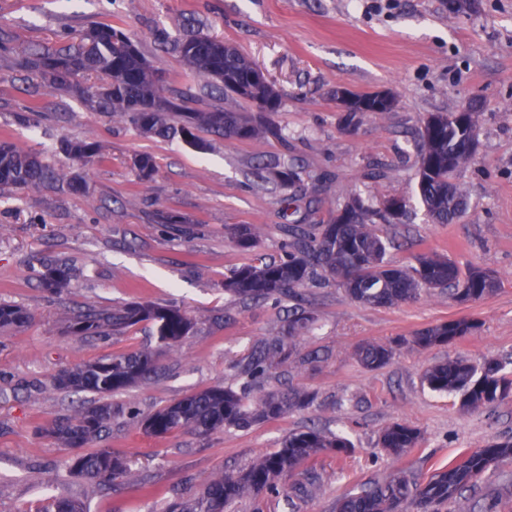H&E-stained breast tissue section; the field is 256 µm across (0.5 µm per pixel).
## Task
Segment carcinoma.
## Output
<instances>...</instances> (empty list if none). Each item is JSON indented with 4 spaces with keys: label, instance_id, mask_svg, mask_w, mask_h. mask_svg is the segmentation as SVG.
<instances>
[{
    "label": "carcinoma",
    "instance_id": "1",
    "mask_svg": "<svg viewBox=\"0 0 512 512\" xmlns=\"http://www.w3.org/2000/svg\"><path fill=\"white\" fill-rule=\"evenodd\" d=\"M185 66L206 86H219L226 95H235L259 111L273 114L281 107V95L267 80L260 67L222 40L207 35H188L178 42ZM28 63L40 72L48 86L66 92L75 91L98 112H110L127 119L145 135L180 139L202 149L197 135L201 129L230 140H251L278 136L270 123H258L237 113L213 110L198 112L184 104H175L154 66L144 57L137 43L112 26L93 27L77 41L57 48L32 51ZM95 77L98 85L82 86L76 78ZM337 97L347 108L346 120L353 122L364 112H389L395 99L384 92L353 94L341 91ZM478 118L473 112L436 113L424 126V143L418 157L417 193L426 215L435 224H451L469 207L464 184L454 175L473 161ZM66 152L80 160L100 154L98 144L88 141L65 143ZM134 165L143 180L155 172V162L141 155ZM48 177V170L34 156L8 141H0V185L36 187ZM407 204L393 198L384 209L366 205L355 192L339 205L336 218L313 233L303 224L293 227V240L282 247V256L256 264H246L224 279V291L240 298L268 300L288 298L303 301L301 288L332 276L348 297L364 306L390 308L416 299L422 290L452 288L460 302H476L497 290L495 276L478 268L463 275L451 258L429 251L416 258V265L390 264L386 255L393 239L384 235L379 222L400 218ZM260 228L247 224L240 230L238 244L252 248L258 243ZM42 286L58 292L68 286L69 269L62 262L44 265ZM33 316L26 309L0 304V330L30 325ZM157 326L158 340L169 347L178 346L193 328L191 319L175 305L130 302L113 309L88 307L72 319V330L81 335L106 336L140 322ZM313 317L298 307L288 318L287 329L257 344L233 387H212L192 392L154 412L141 422L152 435H165L175 429H189L207 437L226 429L244 430L309 406V393L290 389L286 392L263 391L264 383L295 352V339L310 328ZM479 327L474 319H456L428 327L416 334L412 345L420 349L453 344ZM392 346L367 343L357 350V358L367 368L385 366L392 358ZM153 356L146 350L117 353L87 361L61 371L55 377L58 388L68 392H87L98 399L81 404L62 418L48 434L67 448L77 449L65 461L70 473L86 479L92 486L112 489L128 482L131 468L127 460L112 454L109 448L89 451L92 442L109 430L112 404L104 398L138 384L155 373ZM423 383L436 393H456L464 409L512 398V370L496 358L477 364L468 359L448 358L429 366ZM421 441L420 431L406 423L393 422L385 427L378 445L390 456L402 458ZM352 443L346 437L316 428L289 432L281 447L261 455L236 474L220 475L208 483L191 501L174 503L169 512H229L242 498L255 502L254 512H263L269 497L285 498L288 503L306 497L318 480L312 469L288 483L306 462L324 454L347 455ZM505 460H512V440H489L482 448H467L424 478L412 472L397 471L336 498L332 512H439V505L450 502L464 491L478 495V512H499L498 501L479 493L482 475ZM37 512H86L83 505L63 495L41 500Z\"/></svg>",
    "mask_w": 512,
    "mask_h": 512
}]
</instances>
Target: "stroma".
<instances>
[{"label": "stroma", "instance_id": "stroma-1", "mask_svg": "<svg viewBox=\"0 0 512 512\" xmlns=\"http://www.w3.org/2000/svg\"><path fill=\"white\" fill-rule=\"evenodd\" d=\"M103 25L120 26L138 43L167 97L203 112L253 107L202 87L177 41L200 33L233 44L279 90L272 120L281 138L232 141L202 130L205 147L197 150L147 137L75 94L50 89L25 67L28 51ZM0 39L8 43L0 49V140L85 181L77 190L59 182L0 186V304L34 316L22 330L0 332V512H35L52 494L82 501L87 512H166L305 426L345 435L354 449L313 461L320 479L297 510L269 499L264 512H330L336 497L396 470L426 476L461 450L512 437V401L468 411L457 395L421 382L428 366L450 357L512 360V0H465L457 12L451 0H0ZM340 88L388 90L396 105L350 125L336 101ZM461 111L479 115L475 158L459 175L470 206L455 223L432 224L415 194L424 124L432 114ZM67 140L97 142L100 159L74 160L62 149ZM140 154L157 164L147 181L133 166ZM290 168L301 177L292 189L281 184ZM351 191L377 209L393 197L406 200L403 245L387 255L392 264L410 266L434 250L460 271H493L497 292L461 303L431 289L374 308L331 280L305 287L313 325L267 386L313 393L309 408L207 438L183 429L151 436L131 422L127 406L145 417L188 393L236 385L253 345L287 325L291 304L233 297L225 277L256 259L279 258L289 225L330 223L338 198ZM166 212L181 223L159 224ZM245 224L261 229L251 249L236 239ZM43 260L69 264L61 293L40 286L34 269ZM131 301L179 306L193 330L170 348L150 322L103 338L69 328L83 306ZM459 318L479 326L449 346L410 345L417 332ZM366 342L393 345L391 361L363 366L356 350ZM142 349L154 355L156 373L112 394V426L95 442L128 458L132 478L97 494L66 471L73 449L45 433L69 414L73 399L53 380L75 364ZM394 422L422 434L401 459L377 445Z\"/></svg>", "mask_w": 512, "mask_h": 512}]
</instances>
